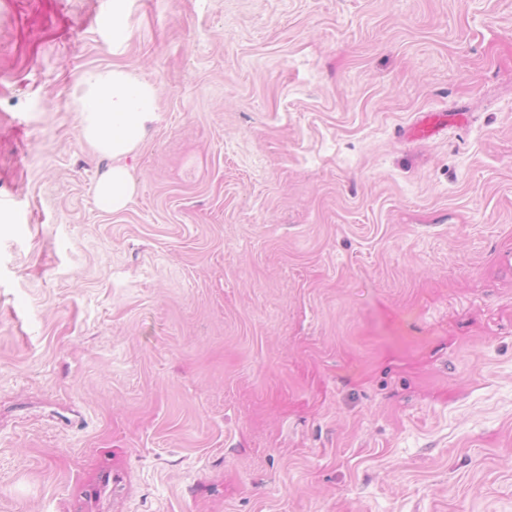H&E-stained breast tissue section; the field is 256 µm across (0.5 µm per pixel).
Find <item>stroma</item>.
<instances>
[{
	"instance_id": "stroma-1",
	"label": "stroma",
	"mask_w": 512,
	"mask_h": 512,
	"mask_svg": "<svg viewBox=\"0 0 512 512\" xmlns=\"http://www.w3.org/2000/svg\"><path fill=\"white\" fill-rule=\"evenodd\" d=\"M111 10L0 0V512H512V0ZM125 0L112 1V41L113 43L125 40L128 33V17L124 8ZM76 112L80 133L93 150L112 158L98 180L95 198L106 212L122 209L134 193L130 169L123 162L161 120L153 87L121 66L89 71L81 79Z\"/></svg>"
}]
</instances>
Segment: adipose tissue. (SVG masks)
I'll list each match as a JSON object with an SVG mask.
<instances>
[{
  "label": "adipose tissue",
  "mask_w": 512,
  "mask_h": 512,
  "mask_svg": "<svg viewBox=\"0 0 512 512\" xmlns=\"http://www.w3.org/2000/svg\"><path fill=\"white\" fill-rule=\"evenodd\" d=\"M81 88V136L112 160L96 184L95 198L102 210L114 212L135 190L125 160L144 141L149 127L160 121V107L153 87L118 65L85 73Z\"/></svg>",
  "instance_id": "ef3b65f1"
}]
</instances>
